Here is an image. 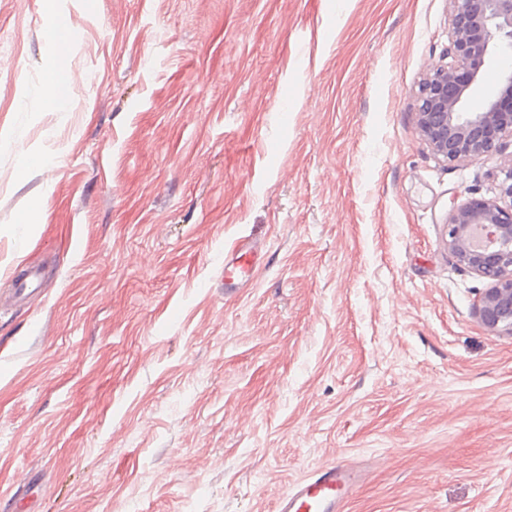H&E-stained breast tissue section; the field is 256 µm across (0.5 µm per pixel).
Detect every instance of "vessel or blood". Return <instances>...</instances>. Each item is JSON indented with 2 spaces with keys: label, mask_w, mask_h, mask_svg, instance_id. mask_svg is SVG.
I'll list each match as a JSON object with an SVG mask.
<instances>
[{
  "label": "vessel or blood",
  "mask_w": 512,
  "mask_h": 512,
  "mask_svg": "<svg viewBox=\"0 0 512 512\" xmlns=\"http://www.w3.org/2000/svg\"><path fill=\"white\" fill-rule=\"evenodd\" d=\"M264 245L257 240L240 241L224 255L222 286L225 295H238L251 287L261 266ZM16 292H37L41 281L38 269L14 270ZM361 474L345 463L328 464L306 476L276 502V512H336L338 504L352 491Z\"/></svg>",
  "instance_id": "vessel-or-blood-1"
}]
</instances>
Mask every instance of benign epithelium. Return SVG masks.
<instances>
[{"label": "benign epithelium", "mask_w": 512, "mask_h": 512, "mask_svg": "<svg viewBox=\"0 0 512 512\" xmlns=\"http://www.w3.org/2000/svg\"><path fill=\"white\" fill-rule=\"evenodd\" d=\"M447 62L429 67L415 92L417 124L432 153L447 163L502 154L498 197L471 199L450 213L446 244L456 261L493 283L478 306L492 332L512 335V0H449ZM504 61L499 87L469 104L481 86L485 58Z\"/></svg>", "instance_id": "benign-epithelium-1"}]
</instances>
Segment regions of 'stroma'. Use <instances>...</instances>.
<instances>
[{
  "label": "stroma",
  "instance_id": "obj_1",
  "mask_svg": "<svg viewBox=\"0 0 512 512\" xmlns=\"http://www.w3.org/2000/svg\"><path fill=\"white\" fill-rule=\"evenodd\" d=\"M449 35L448 0H0V294L43 274L0 307V512H275L339 458L342 512H512V335L444 242L501 157L439 161L412 95ZM263 249L262 242L245 239L224 253L222 288L225 296H236L253 285L261 266ZM12 277L16 282L15 292L18 295L34 294L39 289L41 273L34 267L23 270L15 269L12 272Z\"/></svg>",
  "mask_w": 512,
  "mask_h": 512
}]
</instances>
